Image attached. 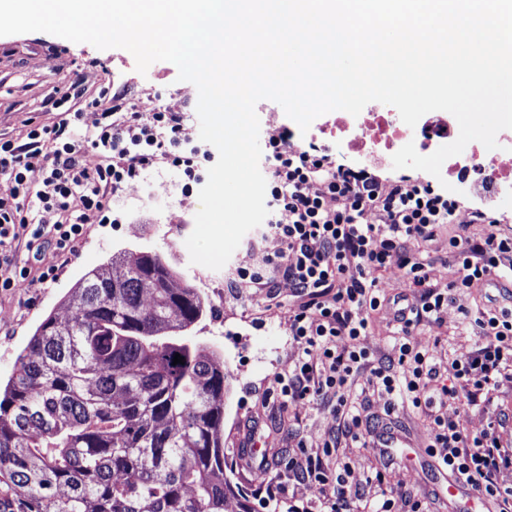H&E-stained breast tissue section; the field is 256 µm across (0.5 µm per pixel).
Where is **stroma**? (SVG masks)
Returning <instances> with one entry per match:
<instances>
[{"label": "stroma", "mask_w": 512, "mask_h": 512, "mask_svg": "<svg viewBox=\"0 0 512 512\" xmlns=\"http://www.w3.org/2000/svg\"><path fill=\"white\" fill-rule=\"evenodd\" d=\"M89 95L102 88L125 94L134 111L144 114L158 110L183 113L191 130H198V92L192 83L179 80L175 64L157 61L146 73H139L133 55L127 50H100L88 43H74L45 33L31 32L0 36V138L22 144L30 124L53 125L61 116L54 103L72 88ZM335 113L314 120L307 132H294L292 142L305 147L315 144L337 163L352 166L356 160L336 146ZM120 221L94 224L77 256L62 269L56 280L35 286L18 280L11 290L0 292V380L11 376L15 361L36 327L47 315H67L65 295L87 272L107 266L120 251L151 247L167 252L183 275L197 288L207 289L211 269L190 262L182 243L194 229L199 208L197 194L181 192V175L172 169H152L142 179L125 187L110 203ZM281 243L264 236L262 228L249 231L222 268L224 301L214 313L199 322L188 336L216 349L230 359L224 397V469L231 481L230 505L248 501L255 512H268L255 497L256 488L270 477H278L287 497L314 502V486L294 480L286 468L289 451L301 445H315L335 428V417L327 405L305 404L281 407L273 395L276 376L292 370L298 351L288 338V315L293 308V290L281 284L276 302L264 292L235 284L240 267H258L269 254L281 250ZM431 282L439 292L449 293L447 307L438 322L420 325L414 332L416 343L430 348L440 369L439 380L453 383L448 358L469 352L477 338L464 314L488 305L497 297V288L479 282L472 287L449 292L451 269L434 264ZM385 396L371 395L361 416L371 428L381 430L387 419L400 425V434L417 447L430 442L429 419L410 408L385 414ZM508 413L497 427L503 445L512 447V382L504 383L491 409L475 407L463 416L466 430L478 434L489 426L492 411ZM264 454L269 468L259 467L257 454ZM349 466L347 494H355L358 484L376 470H383L384 490L393 492L392 512H408L410 499L429 498L433 512H452L446 479L427 458L411 459L399 449L391 466H384L377 449H339Z\"/></svg>", "instance_id": "35a3bbf8"}]
</instances>
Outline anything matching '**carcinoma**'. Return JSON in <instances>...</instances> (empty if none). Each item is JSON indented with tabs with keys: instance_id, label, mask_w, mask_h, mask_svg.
Returning a JSON list of instances; mask_svg holds the SVG:
<instances>
[{
	"instance_id": "carcinoma-1",
	"label": "carcinoma",
	"mask_w": 512,
	"mask_h": 512,
	"mask_svg": "<svg viewBox=\"0 0 512 512\" xmlns=\"http://www.w3.org/2000/svg\"><path fill=\"white\" fill-rule=\"evenodd\" d=\"M112 263L0 389V512H227L224 359L185 337L207 300L156 249Z\"/></svg>"
}]
</instances>
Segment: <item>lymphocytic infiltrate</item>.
<instances>
[{
  "label": "lymphocytic infiltrate",
  "instance_id": "obj_1",
  "mask_svg": "<svg viewBox=\"0 0 512 512\" xmlns=\"http://www.w3.org/2000/svg\"><path fill=\"white\" fill-rule=\"evenodd\" d=\"M70 115L52 126H30L27 141L0 139V291L16 280L37 284L56 279L76 256L89 228L109 219L110 200L151 169L176 170L183 193L201 184L210 156L192 147L182 113L128 110L123 96L100 90L61 98ZM99 118L86 142L73 129L83 112ZM100 156L87 167L84 148ZM265 198L267 233L283 246L264 266L241 267L238 282L265 289L276 299L281 281L294 290L297 305L288 316V337L300 356L288 375L275 379L283 403H325L332 407L340 435L301 447L288 458V469L314 484L323 512H392L390 496L375 499L370 486H381L382 473L368 477L367 490L344 495L349 467L331 462L339 438L364 440L366 429L356 406V387L380 390L387 413L407 404L429 415L428 453L440 469L484 495L493 512H512V490L497 482L500 469L512 466V448L494 430L467 432L461 413L491 404L495 392L512 380V232L483 211L470 223H456L458 199L422 178L392 176L382 169H353L316 147L295 148L289 131L269 138ZM39 168L43 180L32 186L28 172ZM453 225L446 254L453 268L449 291L496 280L504 304L480 308L469 317L477 338L468 353L452 357L453 385H439V370L429 349L412 340L414 329L439 320L447 293L433 287L430 269L436 258L413 252L414 242L436 241L444 225ZM482 225L474 233L472 225ZM43 263L39 275L19 264L17 251ZM398 270L415 299L393 313L394 356L376 358L367 345L375 314L387 304L377 273ZM453 402L458 417L435 413L439 402Z\"/></svg>",
  "mask_w": 512,
  "mask_h": 512
}]
</instances>
